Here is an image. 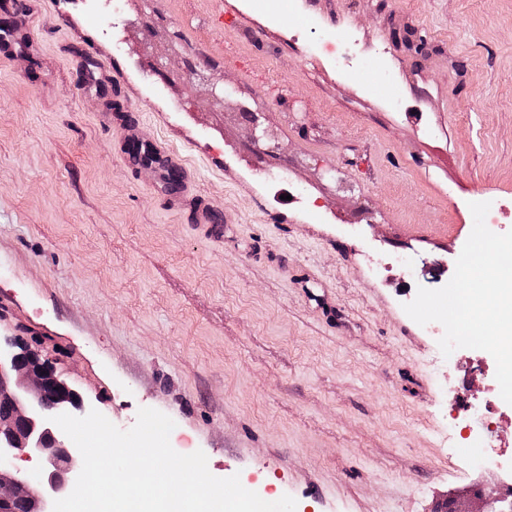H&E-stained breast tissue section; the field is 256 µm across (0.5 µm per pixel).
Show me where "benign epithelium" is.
<instances>
[{
	"label": "benign epithelium",
	"mask_w": 512,
	"mask_h": 512,
	"mask_svg": "<svg viewBox=\"0 0 512 512\" xmlns=\"http://www.w3.org/2000/svg\"><path fill=\"white\" fill-rule=\"evenodd\" d=\"M0 512H11L24 496L27 512H53L82 469V456L50 418L84 409L83 400L57 373L55 363L29 348L20 336L0 341ZM33 453L38 471L19 474L15 459ZM512 476L507 492H460L446 501V512H512Z\"/></svg>",
	"instance_id": "1"
}]
</instances>
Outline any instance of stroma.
Returning a JSON list of instances; mask_svg holds the SVG:
<instances>
[{"label": "stroma", "mask_w": 512, "mask_h": 512, "mask_svg": "<svg viewBox=\"0 0 512 512\" xmlns=\"http://www.w3.org/2000/svg\"><path fill=\"white\" fill-rule=\"evenodd\" d=\"M266 2L0 0V336L296 512H437L512 445L454 410L500 336L449 352L444 295L512 242V0ZM154 141L223 241L131 161Z\"/></svg>", "instance_id": "stroma-1"}]
</instances>
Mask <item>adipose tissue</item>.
<instances>
[{"instance_id":"ef3b65f1","label":"adipose tissue","mask_w":512,"mask_h":512,"mask_svg":"<svg viewBox=\"0 0 512 512\" xmlns=\"http://www.w3.org/2000/svg\"><path fill=\"white\" fill-rule=\"evenodd\" d=\"M497 252L503 263L492 266L485 260L483 244L473 245L465 264L464 277L468 285L451 290L449 317L455 322L458 333L466 336L480 334L477 320L481 317L494 320L507 331L509 338L499 345L498 354L503 363V377L512 382V267L507 264L512 258V245L498 244ZM489 285L496 288V298H484V289Z\"/></svg>"}]
</instances>
